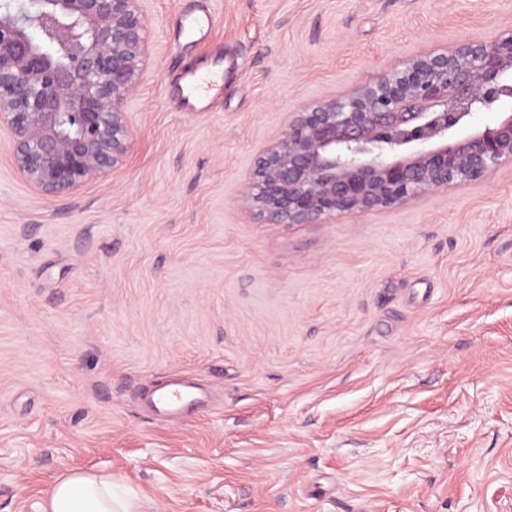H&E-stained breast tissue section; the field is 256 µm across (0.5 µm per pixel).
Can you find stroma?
Wrapping results in <instances>:
<instances>
[{"label":"stroma","instance_id":"stroma-1","mask_svg":"<svg viewBox=\"0 0 512 512\" xmlns=\"http://www.w3.org/2000/svg\"><path fill=\"white\" fill-rule=\"evenodd\" d=\"M121 165L48 197L0 130V512L106 471L143 512H512V164L398 208L266 224L290 113L512 27V0H140ZM214 17L185 35L187 12ZM224 53V94L165 87ZM187 375L176 418L141 390ZM203 84H206L208 88L212 87L211 81L208 80L205 76L199 74L197 71L190 69L184 70L179 75L176 84L179 105H190L192 112H207L212 99V92L218 87L211 88L207 93L206 98L197 102L190 103L189 99L184 96V94L186 96H191L192 92L201 87Z\"/></svg>","mask_w":512,"mask_h":512}]
</instances>
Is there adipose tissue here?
I'll return each mask as SVG.
<instances>
[{"label":"adipose tissue","mask_w":512,"mask_h":512,"mask_svg":"<svg viewBox=\"0 0 512 512\" xmlns=\"http://www.w3.org/2000/svg\"><path fill=\"white\" fill-rule=\"evenodd\" d=\"M40 512H137L131 497L117 491L111 475L59 477L45 494Z\"/></svg>","instance_id":"adipose-tissue-1"}]
</instances>
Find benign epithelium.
Listing matches in <instances>:
<instances>
[{
  "label": "benign epithelium",
  "mask_w": 512,
  "mask_h": 512,
  "mask_svg": "<svg viewBox=\"0 0 512 512\" xmlns=\"http://www.w3.org/2000/svg\"><path fill=\"white\" fill-rule=\"evenodd\" d=\"M139 0L0 5V126L20 177L54 197L120 165L148 55ZM497 112L492 125L477 115ZM512 164V28L385 70L294 113L244 201L268 224L400 207Z\"/></svg>",
  "instance_id": "benign-epithelium-1"
}]
</instances>
